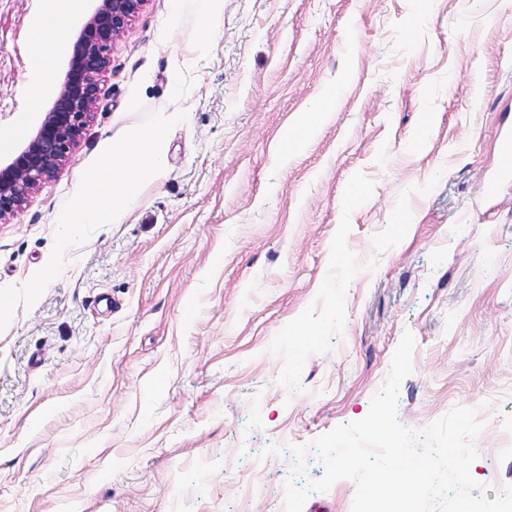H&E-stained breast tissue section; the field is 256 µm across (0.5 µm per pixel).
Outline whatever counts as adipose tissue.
<instances>
[{"instance_id": "adipose-tissue-1", "label": "adipose tissue", "mask_w": 512, "mask_h": 512, "mask_svg": "<svg viewBox=\"0 0 512 512\" xmlns=\"http://www.w3.org/2000/svg\"><path fill=\"white\" fill-rule=\"evenodd\" d=\"M79 0H48L44 22L36 30L35 63L30 83L33 99H40L49 75L48 62L65 35ZM166 163L161 126L137 128L113 144L108 159L86 172L83 182L89 193L65 215L58 241L60 253H68L74 232L89 224L119 223L128 203L139 198L145 183L157 176Z\"/></svg>"}]
</instances>
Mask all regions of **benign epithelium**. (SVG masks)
<instances>
[{
  "mask_svg": "<svg viewBox=\"0 0 512 512\" xmlns=\"http://www.w3.org/2000/svg\"><path fill=\"white\" fill-rule=\"evenodd\" d=\"M144 2L98 0L79 30L67 71L40 125L20 140L11 157L0 161V220L22 210L30 191L52 177L82 137L112 42Z\"/></svg>",
  "mask_w": 512,
  "mask_h": 512,
  "instance_id": "7a95c632",
  "label": "benign epithelium"
}]
</instances>
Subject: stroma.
<instances>
[{
	"label": "stroma",
	"mask_w": 512,
	"mask_h": 512,
	"mask_svg": "<svg viewBox=\"0 0 512 512\" xmlns=\"http://www.w3.org/2000/svg\"><path fill=\"white\" fill-rule=\"evenodd\" d=\"M145 0L80 141L0 221V512H277L289 451L364 418L412 333L400 422L475 408L512 485V0ZM81 0L43 94L51 101ZM45 0L0 9V156L33 129ZM316 118L309 137L284 138ZM165 121L121 223L57 255L83 173ZM57 261L58 278L29 285ZM314 336L299 340L298 325Z\"/></svg>",
	"instance_id": "35a3bbf8"
}]
</instances>
